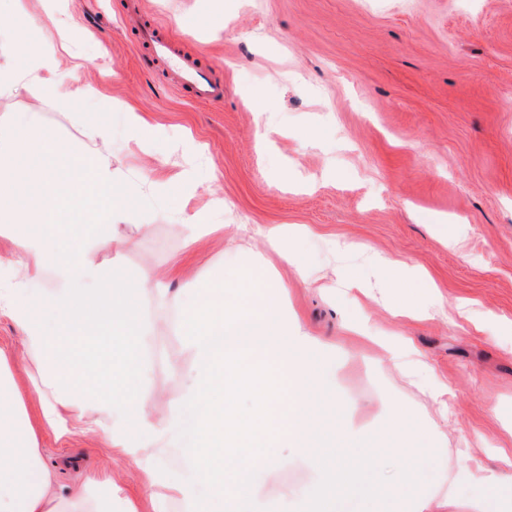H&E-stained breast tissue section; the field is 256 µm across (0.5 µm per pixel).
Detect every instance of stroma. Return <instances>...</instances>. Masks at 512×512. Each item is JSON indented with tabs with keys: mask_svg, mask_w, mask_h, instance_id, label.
<instances>
[{
	"mask_svg": "<svg viewBox=\"0 0 512 512\" xmlns=\"http://www.w3.org/2000/svg\"><path fill=\"white\" fill-rule=\"evenodd\" d=\"M128 2L65 0L49 11L45 0L20 10L0 0V16L32 45L42 44L45 25L68 31L84 62L77 84L97 91L71 114L0 97V135L22 136L35 122L82 149L92 145L85 120L94 116L110 129L97 149L142 178L124 228L129 247L117 253L102 239L95 253L131 276L147 268L164 276L165 295L144 294L162 352L143 366L147 390L162 403L178 398L193 367L168 323L183 284L208 262L231 268L259 254L277 268L306 332L350 356L336 387L369 441L356 452L333 440L337 461L360 459L368 477L427 463L433 477L418 487L421 498L435 494L437 476L496 467L495 449L512 448V0H142L223 78V100L205 105L141 64L122 23ZM130 110L162 137L131 128ZM184 169L194 171L193 187L176 181ZM215 189L229 209H210ZM199 210L218 230L190 250L184 218ZM274 224L304 227L289 242L295 263L257 235ZM379 256L429 274L442 302L414 280L407 313H395L385 301L393 271L376 265ZM345 270L359 274L360 287L339 288ZM462 304L474 321L459 316ZM346 312L366 315L375 335L400 337L420 367L409 376L395 369L376 343L344 328ZM443 388L444 414L431 399ZM41 454L65 484L96 470L94 493L111 498L112 512H153L136 497L141 483L183 476L167 460L158 470L130 465L100 431L46 435ZM305 491L322 493L287 448L251 487L277 506Z\"/></svg>",
	"mask_w": 512,
	"mask_h": 512,
	"instance_id": "35a3bbf8",
	"label": "stroma"
}]
</instances>
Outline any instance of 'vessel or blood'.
I'll list each match as a JSON object with an SVG mask.
<instances>
[{"instance_id": "obj_1", "label": "vessel or blood", "mask_w": 512, "mask_h": 512, "mask_svg": "<svg viewBox=\"0 0 512 512\" xmlns=\"http://www.w3.org/2000/svg\"><path fill=\"white\" fill-rule=\"evenodd\" d=\"M141 56L166 74L175 91L188 93L192 102L208 104L222 100L224 81L193 55L184 53L163 26L145 18L136 30Z\"/></svg>"}]
</instances>
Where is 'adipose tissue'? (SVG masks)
I'll return each instance as SVG.
<instances>
[{
	"label": "adipose tissue",
	"mask_w": 512,
	"mask_h": 512,
	"mask_svg": "<svg viewBox=\"0 0 512 512\" xmlns=\"http://www.w3.org/2000/svg\"><path fill=\"white\" fill-rule=\"evenodd\" d=\"M27 56L21 70L0 62V95L22 94L72 111L75 96L86 90H64L55 33L47 32L43 46ZM13 149L31 166L26 183L0 178V222L34 224L39 233L15 238L17 253L6 265L10 285L0 289V313L19 332L18 344L0 345V512H107L92 479L60 487L56 469L41 460L42 436L70 420L85 431L101 427L136 465L160 461L164 448L187 442L189 464L173 489L189 500L198 485H208L218 512H269L244 486L279 462L284 448L312 469L317 484L335 492L337 502H354L363 512H373L382 488L397 498L398 512H502L512 499V451L505 448L497 451L498 469L463 468L419 501L401 498L400 490L423 481L420 472L397 468L388 481L365 484L325 461L319 450L327 433L305 415L309 391L323 386L325 407L341 417L347 403L326 387L308 354L321 350L333 363L336 345L315 341L289 313L287 291L260 258L243 259L230 272L220 263L208 265L185 285L179 332L193 369L177 400L160 404L145 387L116 388L134 367L132 352H112L99 368L82 357L105 336L147 342L154 324L142 295L161 279L152 271L132 279L120 264L97 263L95 241L127 247L118 230L134 215L128 201L140 194L141 183L97 153L47 137L35 124ZM58 154L70 156L68 172L47 166ZM48 265L53 276L45 285ZM34 295L43 303L38 314L30 306ZM243 393L251 398L244 409L237 404ZM474 481L480 490L464 493Z\"/></svg>",
	"instance_id": "obj_1"
}]
</instances>
